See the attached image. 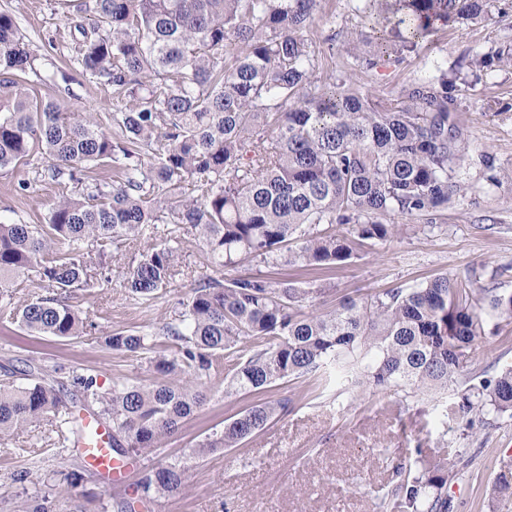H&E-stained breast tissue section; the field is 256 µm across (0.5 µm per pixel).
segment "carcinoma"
<instances>
[{
    "label": "carcinoma",
    "mask_w": 512,
    "mask_h": 512,
    "mask_svg": "<svg viewBox=\"0 0 512 512\" xmlns=\"http://www.w3.org/2000/svg\"><path fill=\"white\" fill-rule=\"evenodd\" d=\"M385 4L376 50L401 64L433 44L445 26L476 21L491 0H379ZM317 0H70L73 61L112 89V133L90 112H73L30 84L39 56L15 17L0 11V173L27 167L14 187L37 183L61 193L44 224H0V313L29 333L79 336L94 324L71 299L122 279L149 301L188 276L183 244L195 240L201 264L221 276L194 279L171 321L154 332H115L112 349L150 354L152 384L124 382L108 393L75 375L78 393L40 365L26 384H0V445L44 427L62 447L84 438L73 408L100 405L112 421V451L141 456L178 432L224 376L227 391L271 393L301 379L365 384L412 393L458 388L442 423L500 428L512 421V363L489 376L469 370L484 342L482 315L512 319V293L474 288L438 275L333 304L322 284L287 280L278 269L331 271L368 245L400 235L396 219L433 227L464 195L458 168L467 144L448 72L380 95L344 79L316 76L321 58L308 29ZM149 161H144L145 156ZM109 166L112 178L94 168ZM154 243L131 264L114 259L145 237ZM251 264L254 272L238 268ZM229 274H224V271ZM24 278L46 295L16 303ZM232 359L223 367L221 359ZM291 400L251 405L199 445L235 448L286 412ZM398 468L377 497V512H449L446 457ZM186 468L155 461L144 496L175 497ZM24 512H62L43 488Z\"/></svg>",
    "instance_id": "cac0c4a2"
}]
</instances>
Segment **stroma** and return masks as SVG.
<instances>
[{
    "mask_svg": "<svg viewBox=\"0 0 512 512\" xmlns=\"http://www.w3.org/2000/svg\"><path fill=\"white\" fill-rule=\"evenodd\" d=\"M364 4L318 0L310 39L319 48L335 35L334 74L379 94L399 92L437 69L447 70L455 80L457 121L468 144L460 169L468 190L432 231L407 226L398 239L364 249L336 269L332 281L338 296L362 298L417 286L441 273L463 277L472 271L477 287L512 292V180L507 177L512 171V66L479 70L474 65L482 55L512 47V0H496L489 19L445 27L431 48L402 64L383 59L371 69L345 52L348 42L373 34ZM0 10L14 14L34 48L67 72L61 95L67 107L101 116L112 112L111 90L72 60L70 25L58 0H0ZM18 178L15 172L0 174V222L43 223L57 188L42 184L22 198L14 191ZM190 289L185 278L144 304L129 298L120 278H113L108 287L74 298L94 327L71 339L34 336L0 323V382L7 380L6 369L31 361L63 379L75 372L94 376L103 393L121 381L150 383L153 372L145 354L113 350L106 338L163 325ZM486 334L471 365L477 374L512 362V320L488 324ZM274 395L291 398L285 415L239 447L197 456L193 450L199 442L256 401L245 393L225 395L223 386H216L197 415L151 454L187 467L183 492L153 499L137 512H373L378 491L394 481L398 466H415L418 453L437 454L445 443L467 445L472 456L461 479L448 487L452 512H512V497L493 491L497 475L512 469V425L467 440L462 424L437 422L436 396L370 385L322 391L293 380ZM40 435L34 425L26 434L28 446H0V512H18L27 489L78 467L84 474L78 498L82 512H120L123 502L135 498L141 465L115 483L88 465L80 449L33 447Z\"/></svg>",
    "mask_w": 512,
    "mask_h": 512,
    "instance_id": "stroma-1",
    "label": "stroma"
}]
</instances>
